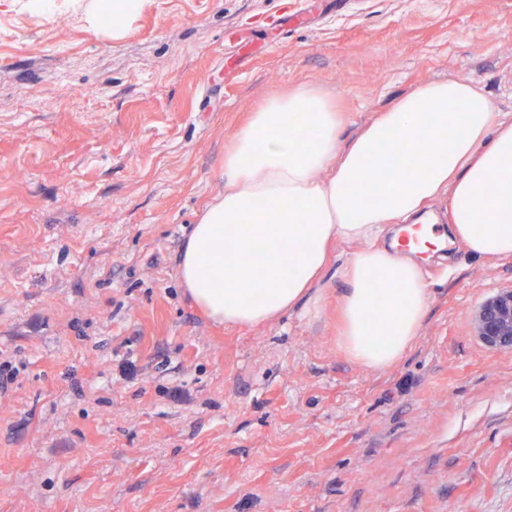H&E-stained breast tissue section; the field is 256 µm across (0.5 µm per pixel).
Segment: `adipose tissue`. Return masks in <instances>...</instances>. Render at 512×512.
I'll return each instance as SVG.
<instances>
[{
  "instance_id": "1",
  "label": "adipose tissue",
  "mask_w": 512,
  "mask_h": 512,
  "mask_svg": "<svg viewBox=\"0 0 512 512\" xmlns=\"http://www.w3.org/2000/svg\"><path fill=\"white\" fill-rule=\"evenodd\" d=\"M143 0H86L83 18L119 36ZM448 204V237L478 258L512 255V114L474 84L428 81L350 141L327 93L300 83L266 97L224 150V189L201 210L178 256L180 283L228 327L268 324L321 281L337 242L344 268L338 347L382 370L420 338L429 307L420 259L375 240Z\"/></svg>"
}]
</instances>
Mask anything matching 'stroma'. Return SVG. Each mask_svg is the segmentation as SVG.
Here are the masks:
<instances>
[{
    "label": "stroma",
    "instance_id": "stroma-1",
    "mask_svg": "<svg viewBox=\"0 0 512 512\" xmlns=\"http://www.w3.org/2000/svg\"><path fill=\"white\" fill-rule=\"evenodd\" d=\"M512 113V0H144L119 39L0 0V512H512V349L474 315L512 257L423 262L422 336L340 352L318 298L229 328L184 297V235L265 96L312 82L342 140L418 83Z\"/></svg>",
    "mask_w": 512,
    "mask_h": 512
}]
</instances>
